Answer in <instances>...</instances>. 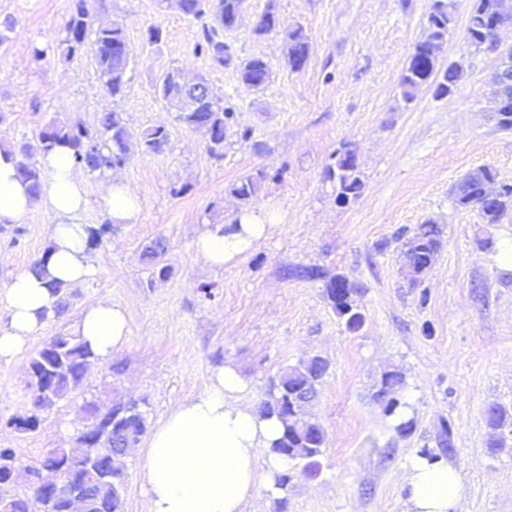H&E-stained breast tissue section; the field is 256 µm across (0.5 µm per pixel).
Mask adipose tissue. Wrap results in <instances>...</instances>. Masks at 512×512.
<instances>
[{"instance_id":"adipose-tissue-1","label":"adipose tissue","mask_w":512,"mask_h":512,"mask_svg":"<svg viewBox=\"0 0 512 512\" xmlns=\"http://www.w3.org/2000/svg\"><path fill=\"white\" fill-rule=\"evenodd\" d=\"M42 166L47 179L35 200L18 177L13 156L0 148V224L21 223L38 203L54 218L43 266L18 271L0 289L7 313L0 325V360L13 358L40 334L60 299L59 288L83 281L93 269L90 227L83 221L88 199L70 151L54 149ZM99 198L112 223H137L142 198L120 176L106 178ZM266 231L264 217L242 213L235 226L207 225L195 239V254L221 268L249 252ZM75 333L98 359H109L129 335L126 313L109 301L93 303L83 310ZM250 392L249 380L236 367L217 366L194 396L152 428L143 450L144 512H246L261 492H275L286 461L270 448L282 425L261 414ZM403 482L407 512H457L462 482L450 463L410 457Z\"/></svg>"}]
</instances>
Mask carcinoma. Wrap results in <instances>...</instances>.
I'll list each match as a JSON object with an SVG mask.
<instances>
[{
	"instance_id": "obj_1",
	"label": "carcinoma",
	"mask_w": 512,
	"mask_h": 512,
	"mask_svg": "<svg viewBox=\"0 0 512 512\" xmlns=\"http://www.w3.org/2000/svg\"><path fill=\"white\" fill-rule=\"evenodd\" d=\"M181 12L202 21L200 53L224 66L237 68L242 84L254 91L264 89L271 76V68L262 57L238 60L230 46L220 38V33L234 27V19L241 14L245 0H180ZM498 0H474L464 31L470 45L487 51L500 53V59L512 65V48L503 51L498 43V30L511 22L512 16L498 13L491 5ZM455 23L454 0H434L427 15L425 37L415 44L401 73L399 88L403 100L414 101L424 88H430L435 97L454 91L463 75L459 64L442 69L437 57L431 54L448 36ZM280 26L275 6L268 4L259 16L255 31L267 34ZM58 49L62 58L73 59L84 49L90 50L97 78L104 91L116 98L124 95L130 81L134 53L130 47L124 25L116 20L97 17L87 7V0H77L66 26L65 36ZM308 41L299 28L288 31L285 57L293 70H299L306 62ZM180 71L165 70L157 79L155 93L176 112L177 121L185 127L201 133L207 151L216 158L224 156L226 127L233 121L235 108L231 102L213 96L196 99L180 96L176 92L175 79ZM492 111L498 126L512 130V95L504 98L492 92ZM136 141L142 152L159 154L170 142V131L164 126L148 127L133 133L122 113L105 109L98 113L96 128L88 129L82 122L52 119L40 128L32 140H25L10 148L16 159L17 170L28 184L34 197H39L42 187L41 158L57 146L71 150L74 166L100 174L107 170H118L128 161V145ZM326 176L337 182V198L345 202L359 195L362 183L357 175L355 154L346 146L334 153V162L326 168ZM266 178L262 171L246 175L234 184L231 193L245 204L258 195L261 182ZM496 181L493 168L484 166L479 175L465 176L455 190L454 200L460 208L477 210L488 224H497L512 213V183L498 184V193L492 199L485 198L487 184ZM440 231L433 224H422L406 239V258L411 282L434 261L440 246ZM167 251V242L155 238L144 245V255L154 264L158 279L167 277L168 269L162 264ZM358 289L345 293L336 291V278L325 282L324 296L333 312L344 323L347 330L356 332L364 324L365 316ZM95 360L87 344L75 335H57L42 346L31 357L28 365V386L38 385L43 391L44 402L30 403L25 414L9 420L19 431H32L41 422V415L82 386L86 368ZM329 365L304 360L271 379L260 409L266 415L276 416L283 425V433L270 448V452L289 461L303 462L313 469L323 455L326 444L322 425L304 417L293 406L303 392L315 394L326 376ZM403 385V376L398 371H386L376 385L374 398L383 406L387 415H393L402 406L398 394ZM131 406L115 404L105 412L92 401L85 403L83 413L86 424L78 429L74 438L60 448L50 449L32 471L55 470L63 474L76 470L89 461L88 447L109 446L117 435L125 433L132 445H137L147 427L146 414L132 417ZM486 420L492 435L487 442L490 448L506 447L512 437V411L500 406H491ZM441 453L427 447L419 454L430 461L437 460L453 448L452 429L446 426L438 440ZM123 455L107 458L101 470L100 485L91 504V512H124L126 473ZM0 512H58L41 485L31 480L25 488H14L13 482L0 478Z\"/></svg>"
}]
</instances>
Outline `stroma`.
I'll list each match as a JSON object with an SVG mask.
<instances>
[{"mask_svg": "<svg viewBox=\"0 0 512 512\" xmlns=\"http://www.w3.org/2000/svg\"><path fill=\"white\" fill-rule=\"evenodd\" d=\"M275 2L279 31L260 36L255 23ZM432 0H245L239 25L225 32L235 55L264 57L269 84L247 89L234 68L197 51L201 23L158 0H89L93 12L123 23L135 52L124 96L109 97L90 55L59 58L55 46L74 0H0V20L14 27L0 48V145L36 135L51 118L93 127L101 110L122 112L133 131L162 125L170 144L158 155L132 151L119 171L143 199L137 223L113 224L99 203L101 176L80 171L88 198L85 223L103 229L92 248L93 274L69 287L70 306L26 348L0 360V448L34 466L60 447L95 402L142 401L155 426L178 401L204 385L211 369L230 363L252 381L261 400L268 380L319 354L330 367L310 412L326 444L317 476L289 463L283 512H406V460L436 448L443 425L453 431L448 461L463 477L459 512H512V450L487 448L485 415L512 408V268L486 249L512 239V217L488 224L457 207L455 185L492 167L512 182V130L490 110L488 79L499 57L464 39L473 0H456V23L441 66L462 64L455 92L422 90L412 103L399 93L401 72L425 32ZM161 25L160 50L145 49L147 30ZM302 28V69L285 58V31ZM45 50L36 58L35 49ZM205 74L212 92L231 100L235 119L224 157L212 156L200 133L183 127L154 92L161 72ZM251 129L242 138V129ZM356 154L359 197L342 202L324 171L341 144ZM267 175L250 211L269 220L265 238L232 265L216 270L193 241L207 224H230L241 204L230 189L243 175ZM51 213L36 205L19 224L0 225V289L49 245ZM442 230L433 265L410 285L403 274L399 231ZM165 238L157 280L143 245ZM306 267L320 278L301 276ZM342 274L361 289V330L348 331L324 297L326 277ZM109 300L125 308L130 335L112 358L98 360L82 387L43 414L39 428L17 431L9 420L30 403L28 363L51 336L73 333L80 312ZM402 372L401 400L413 423L398 433L373 399L380 374Z\"/></svg>", "mask_w": 512, "mask_h": 512, "instance_id": "1", "label": "stroma"}]
</instances>
